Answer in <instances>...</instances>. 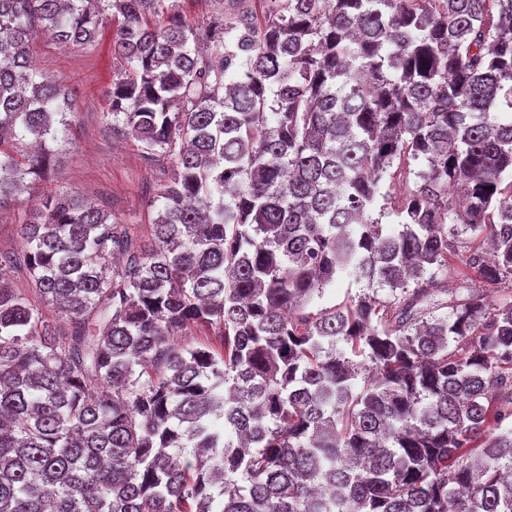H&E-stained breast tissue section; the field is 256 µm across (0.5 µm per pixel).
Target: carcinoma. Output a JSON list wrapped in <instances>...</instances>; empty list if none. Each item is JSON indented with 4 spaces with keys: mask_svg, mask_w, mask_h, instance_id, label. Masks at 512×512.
Listing matches in <instances>:
<instances>
[{
    "mask_svg": "<svg viewBox=\"0 0 512 512\" xmlns=\"http://www.w3.org/2000/svg\"><path fill=\"white\" fill-rule=\"evenodd\" d=\"M225 2L0 0V210L75 95L39 35L111 23L102 124L172 159L150 243L60 188L0 252V512H512V300L460 270L512 282V0ZM345 276L392 299L310 308ZM184 20L191 26L206 25L222 19L228 6L224 0H184L182 1Z\"/></svg>",
    "mask_w": 512,
    "mask_h": 512,
    "instance_id": "obj_1",
    "label": "carcinoma"
}]
</instances>
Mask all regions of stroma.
<instances>
[{
  "mask_svg": "<svg viewBox=\"0 0 512 512\" xmlns=\"http://www.w3.org/2000/svg\"><path fill=\"white\" fill-rule=\"evenodd\" d=\"M110 41L106 31L94 45L63 50L41 35L30 46V59L42 72L78 91L69 104L67 135L56 144V184L89 200L113 219L138 225L146 236L157 215L152 201L171 165L146 160L130 142L113 141L100 121L112 79L121 69L112 57Z\"/></svg>",
  "mask_w": 512,
  "mask_h": 512,
  "instance_id": "1",
  "label": "stroma"
}]
</instances>
